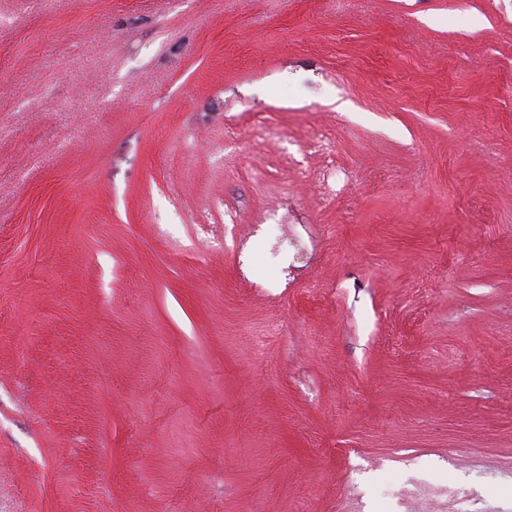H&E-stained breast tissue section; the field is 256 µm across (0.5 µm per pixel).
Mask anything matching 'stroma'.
<instances>
[{"mask_svg":"<svg viewBox=\"0 0 512 512\" xmlns=\"http://www.w3.org/2000/svg\"><path fill=\"white\" fill-rule=\"evenodd\" d=\"M448 484L512 512V0H0V512Z\"/></svg>","mask_w":512,"mask_h":512,"instance_id":"35a3bbf8","label":"stroma"}]
</instances>
